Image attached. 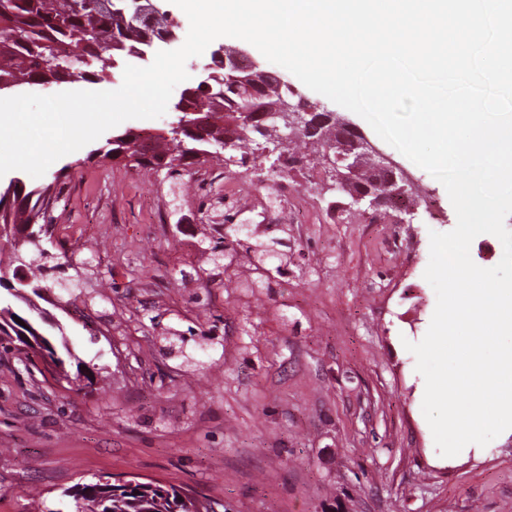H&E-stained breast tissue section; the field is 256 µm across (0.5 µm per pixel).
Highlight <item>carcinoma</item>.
<instances>
[{
	"label": "carcinoma",
	"instance_id": "1",
	"mask_svg": "<svg viewBox=\"0 0 512 512\" xmlns=\"http://www.w3.org/2000/svg\"><path fill=\"white\" fill-rule=\"evenodd\" d=\"M117 0H0V85L12 87L30 82L57 84L76 73V83H96L104 79L95 70V62L108 53L113 67L119 68L130 58H142L152 48L151 41L157 34L143 19L123 16L116 11ZM69 57V71L62 72L46 63L52 54ZM207 90L192 84L194 92L187 97V107L205 112L209 118L205 134L187 132L182 139L170 141L172 147L150 150V156L133 164L135 168L164 170L167 177L175 180L184 167L193 165L200 154L210 152L211 142L224 138V122L247 106V101L224 81V69L216 66L210 70ZM250 158L244 151L232 148L224 151V165L249 170ZM51 187L29 189L19 179L11 181L0 190V226L11 224L17 230L4 237L10 245L11 261L15 267L11 274L13 285L0 281V289L11 288L8 295L18 301H28L27 294L40 296L42 290L78 287L73 279L59 280L44 274L43 267L27 257L26 248L34 247L37 256L45 258L41 241L34 237L48 223L51 206ZM234 217L227 215L224 234L208 240L213 264L224 262L226 250L234 243L248 240L246 250L257 255L256 278L248 283L250 288L261 287L269 273L278 275L288 268V258L278 249L281 240L271 238L262 241L252 224H235ZM61 254L51 257L55 270L67 265L74 271L91 266L85 259L74 264L64 245ZM75 512H209L203 502L184 499L182 492L171 486L153 482L136 483L133 486L109 485L100 482L77 486L72 494Z\"/></svg>",
	"mask_w": 512,
	"mask_h": 512
}]
</instances>
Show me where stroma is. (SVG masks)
<instances>
[{
    "label": "stroma",
    "instance_id": "1",
    "mask_svg": "<svg viewBox=\"0 0 512 512\" xmlns=\"http://www.w3.org/2000/svg\"><path fill=\"white\" fill-rule=\"evenodd\" d=\"M175 118L124 121L27 180L52 188L54 238L98 268L40 303L39 331L67 340L62 368L30 374L0 353V512H72L66 490L99 480L171 485L214 512H512V430L441 456L404 347L435 310L423 274L431 232L457 223L445 187L410 165L418 213L381 215L391 248L356 214L314 211L284 239L287 274L244 288L253 255L217 268L199 244L225 214L251 218L248 195L224 193L223 159L194 164L200 184L106 154L112 137ZM297 151L289 186L343 201Z\"/></svg>",
    "mask_w": 512,
    "mask_h": 512
}]
</instances>
